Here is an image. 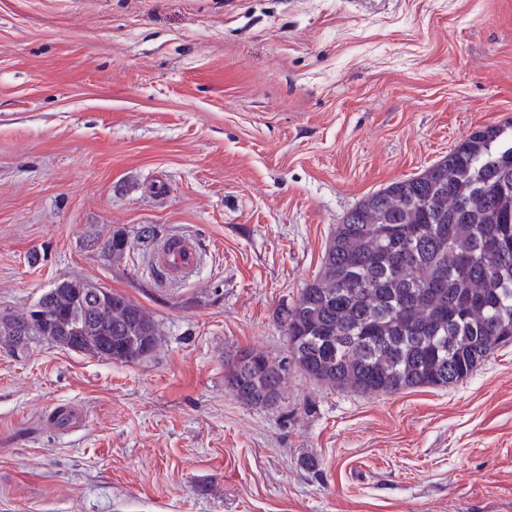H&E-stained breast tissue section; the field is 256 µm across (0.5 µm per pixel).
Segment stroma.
Wrapping results in <instances>:
<instances>
[{"mask_svg": "<svg viewBox=\"0 0 512 512\" xmlns=\"http://www.w3.org/2000/svg\"><path fill=\"white\" fill-rule=\"evenodd\" d=\"M509 124L512 0H0V313L78 277L160 330L132 363L0 340V512H512V345L391 395L225 384L287 356L359 201ZM146 225L199 241L191 277Z\"/></svg>", "mask_w": 512, "mask_h": 512, "instance_id": "35a3bbf8", "label": "stroma"}]
</instances>
